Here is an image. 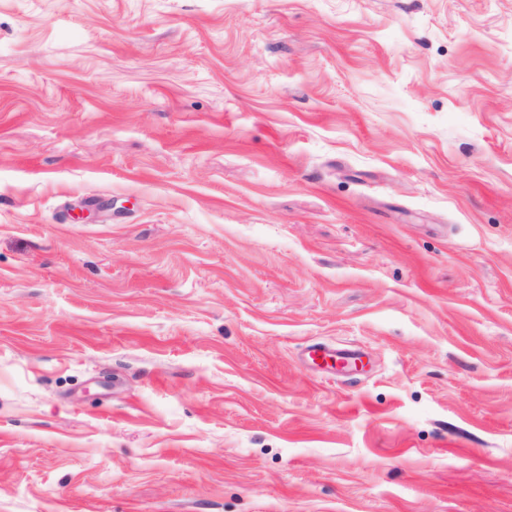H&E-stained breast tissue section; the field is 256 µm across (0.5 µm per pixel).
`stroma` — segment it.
I'll return each mask as SVG.
<instances>
[{
  "label": "stroma",
  "mask_w": 512,
  "mask_h": 512,
  "mask_svg": "<svg viewBox=\"0 0 512 512\" xmlns=\"http://www.w3.org/2000/svg\"><path fill=\"white\" fill-rule=\"evenodd\" d=\"M0 512H512V0H0ZM309 358L312 362L330 367L358 370L363 368V354L355 348H344L331 351L320 344L310 348Z\"/></svg>",
  "instance_id": "35a3bbf8"
}]
</instances>
